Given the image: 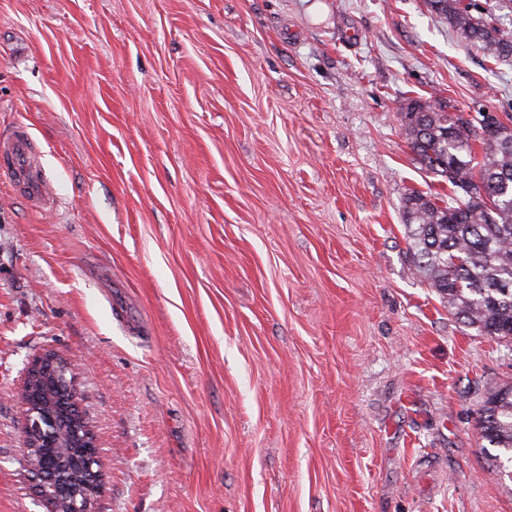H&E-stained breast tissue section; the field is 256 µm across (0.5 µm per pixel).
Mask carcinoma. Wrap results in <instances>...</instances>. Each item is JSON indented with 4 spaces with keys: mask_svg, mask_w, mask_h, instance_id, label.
<instances>
[{
    "mask_svg": "<svg viewBox=\"0 0 512 512\" xmlns=\"http://www.w3.org/2000/svg\"><path fill=\"white\" fill-rule=\"evenodd\" d=\"M448 20L456 39L482 50L497 64L512 62V35L502 16L482 12L477 0H425ZM503 122L493 112L474 115L415 100L404 112V130L424 170L443 177L454 197L413 191L404 220L415 269L448 312L480 336L512 340V134H491ZM483 161L473 165V142ZM481 437L498 453L488 470L512 481V385L484 400Z\"/></svg>",
    "mask_w": 512,
    "mask_h": 512,
    "instance_id": "1",
    "label": "carcinoma"
}]
</instances>
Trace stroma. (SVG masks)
Listing matches in <instances>:
<instances>
[{"label":"stroma","instance_id":"stroma-1","mask_svg":"<svg viewBox=\"0 0 512 512\" xmlns=\"http://www.w3.org/2000/svg\"><path fill=\"white\" fill-rule=\"evenodd\" d=\"M412 99L512 125V65L424 0H0V512H46L16 393L68 358L98 512H512L476 415L512 341L413 268L407 193L451 194ZM32 140L26 130H17L1 137V175L24 186L33 201L49 199L47 182L30 161Z\"/></svg>","mask_w":512,"mask_h":512}]
</instances>
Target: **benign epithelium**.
I'll use <instances>...</instances> for the list:
<instances>
[{
	"label": "benign epithelium",
	"instance_id": "1",
	"mask_svg": "<svg viewBox=\"0 0 512 512\" xmlns=\"http://www.w3.org/2000/svg\"><path fill=\"white\" fill-rule=\"evenodd\" d=\"M46 372L51 373L58 383L67 385L70 402L74 408H80V393L70 362L52 350L36 357L27 368L18 393L24 409L22 433L30 478L48 512H94V505L103 490V459L91 427H84L85 456L81 458L62 448L56 468L50 475L44 474L39 444L48 440L45 413L31 404L28 383L31 377Z\"/></svg>",
	"mask_w": 512,
	"mask_h": 512
}]
</instances>
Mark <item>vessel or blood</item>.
Masks as SVG:
<instances>
[{
    "mask_svg": "<svg viewBox=\"0 0 512 512\" xmlns=\"http://www.w3.org/2000/svg\"><path fill=\"white\" fill-rule=\"evenodd\" d=\"M31 144L23 129L0 138V175L23 185L32 200L44 201L49 197L47 182L30 161Z\"/></svg>",
    "mask_w": 512,
    "mask_h": 512,
    "instance_id": "1",
    "label": "vessel or blood"
}]
</instances>
